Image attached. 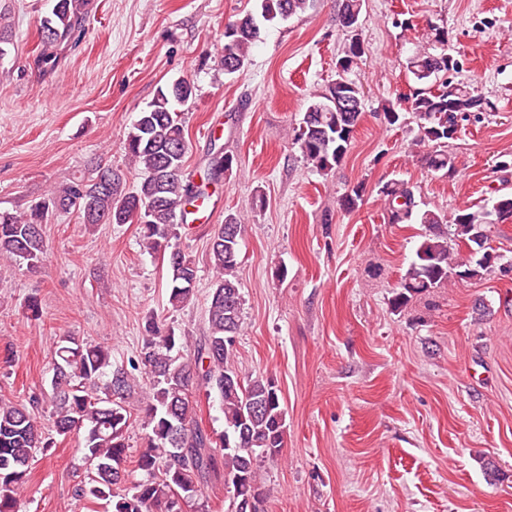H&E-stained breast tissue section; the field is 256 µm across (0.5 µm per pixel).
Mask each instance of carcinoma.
<instances>
[{
	"instance_id": "carcinoma-1",
	"label": "carcinoma",
	"mask_w": 512,
	"mask_h": 512,
	"mask_svg": "<svg viewBox=\"0 0 512 512\" xmlns=\"http://www.w3.org/2000/svg\"><path fill=\"white\" fill-rule=\"evenodd\" d=\"M255 11L231 21L224 30V74L244 71L251 48L260 40L261 25L304 12L316 0H256ZM363 0H339L336 22L346 40L336 60V78L310 94L293 141L303 161L329 175L345 159L353 134L364 116V91L351 79L364 54L361 30L345 23L359 16ZM88 0H54L51 14L40 20L37 64L55 66V48L83 27ZM450 54L418 51L408 63L416 87L407 97L417 124L413 145L420 159L435 173L451 176L456 170L447 140L455 126L482 112L485 99L470 86L445 75L457 70ZM194 84L178 78L158 89L151 104L139 112L124 142L128 164L139 181L129 187L123 170L97 166L85 178L49 191L27 212H0V260L30 270L44 260L43 226L56 211L74 209L83 224L141 226V245L166 259L168 304L188 303L198 281V267L178 244L180 224L209 199L207 185L232 170L233 157L219 151L211 158L207 182L193 185L185 168L189 149L179 107L194 95ZM389 126L406 124L401 102L383 108ZM391 224L423 228L406 273L391 306L402 312L416 297L429 295L457 278L503 273L506 262L491 245L502 235L500 214L512 215V194L487 199L476 209L462 207L451 214L421 207L413 186L392 179L378 189ZM359 183L341 198L355 209L363 201ZM244 217L229 214L211 237L213 284L207 309L208 331L194 337L150 320L148 335L137 356L128 363L112 358V348L77 341L56 343L51 363L50 392L34 395L29 403L0 398V512H19L31 477V461L51 447L45 423L35 412L49 409L59 436L80 438L94 474L77 489L81 500L112 501L113 512H186L199 492L218 474L229 489L225 512H264L270 490L258 481V471L281 459L287 430V411L280 389L270 377L246 380L237 367V338L243 330V299L237 277ZM192 351L187 356L185 352ZM147 374L152 386L146 397L132 400L138 375ZM216 396L224 415V430L208 432L197 421V394ZM135 417L150 428L136 466L148 478L124 494L115 487L126 482L129 444L126 435Z\"/></svg>"
}]
</instances>
